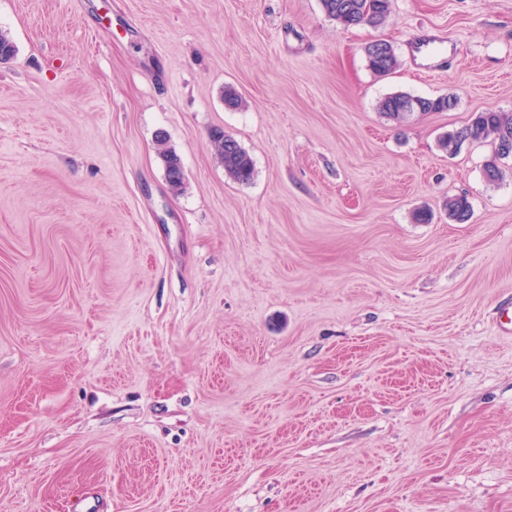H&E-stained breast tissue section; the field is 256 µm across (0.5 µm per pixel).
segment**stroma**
<instances>
[{
  "mask_svg": "<svg viewBox=\"0 0 512 512\" xmlns=\"http://www.w3.org/2000/svg\"><path fill=\"white\" fill-rule=\"evenodd\" d=\"M0 31V512H512V158L438 147L512 112V0H0ZM367 0H321L325 14L344 27L360 25L378 26L390 13L391 0H369L370 9L363 11ZM367 56L369 68L381 76L390 74L398 63L394 47L388 41L377 42L374 49L368 50ZM456 105L457 97L453 95L428 98L394 94L383 98L379 102L378 109L388 120L402 123L415 113L446 112L454 109ZM413 106L416 108L411 111ZM491 140L500 144L501 151L484 164V176L488 182H497L503 178L500 162L512 157V112L487 110L477 113L471 121L459 130L444 134L439 147L447 153L457 151L464 141L481 142ZM212 139L217 154L224 163L225 174L239 183L251 181L254 173L253 161L238 141L221 130L213 132Z\"/></svg>",
  "mask_w": 512,
  "mask_h": 512,
  "instance_id": "obj_1",
  "label": "stroma"
}]
</instances>
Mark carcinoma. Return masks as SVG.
Segmentation results:
<instances>
[{
    "label": "carcinoma",
    "instance_id": "carcinoma-1",
    "mask_svg": "<svg viewBox=\"0 0 512 512\" xmlns=\"http://www.w3.org/2000/svg\"><path fill=\"white\" fill-rule=\"evenodd\" d=\"M321 6L329 18L344 27L378 26L387 19L391 0H321ZM368 66L378 75L390 74L397 66L393 45L388 41L376 43V47L368 50ZM456 105L457 97L454 95L428 98L394 94L383 98L378 109L387 119L402 123L415 112H446L454 109ZM212 139L217 154L224 163L225 174L239 183L251 181L254 173L253 161L238 141L221 130L213 132ZM486 140L500 145L498 155L484 164L486 180L494 183L503 178L500 162L512 157V112H479L466 126L444 134L439 140V147L447 153H453L465 141ZM448 213L455 221L463 224L471 216V205L463 196L451 198L448 200Z\"/></svg>",
    "mask_w": 512,
    "mask_h": 512
}]
</instances>
